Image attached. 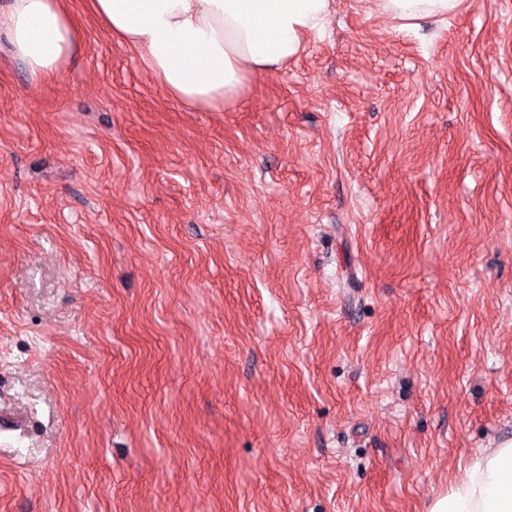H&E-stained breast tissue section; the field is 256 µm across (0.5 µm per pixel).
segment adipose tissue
Wrapping results in <instances>:
<instances>
[{
    "mask_svg": "<svg viewBox=\"0 0 512 512\" xmlns=\"http://www.w3.org/2000/svg\"><path fill=\"white\" fill-rule=\"evenodd\" d=\"M66 0H10L6 33L30 77H57L77 51L80 31ZM399 21L447 20L461 0H372ZM91 12L177 102L217 108L248 82L302 52L324 31L331 0H88ZM426 512H512V439L480 450Z\"/></svg>",
    "mask_w": 512,
    "mask_h": 512,
    "instance_id": "1",
    "label": "adipose tissue"
}]
</instances>
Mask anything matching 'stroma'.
<instances>
[{
    "mask_svg": "<svg viewBox=\"0 0 512 512\" xmlns=\"http://www.w3.org/2000/svg\"><path fill=\"white\" fill-rule=\"evenodd\" d=\"M332 4L220 109L0 30V512H425L512 438V0ZM377 14L393 20L411 21L422 18H437L445 21L448 15L454 14L461 0H370Z\"/></svg>",
    "mask_w": 512,
    "mask_h": 512,
    "instance_id": "35a3bbf8",
    "label": "stroma"
}]
</instances>
